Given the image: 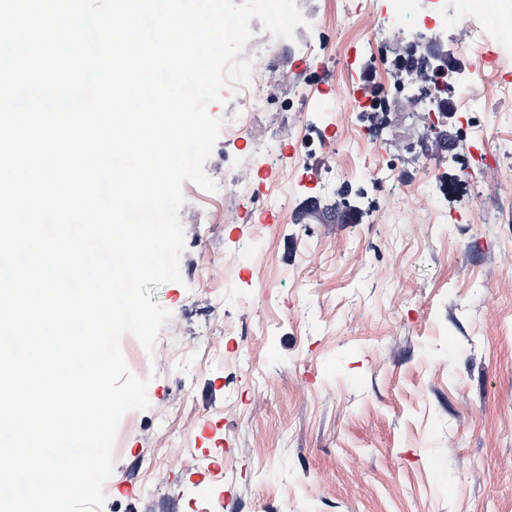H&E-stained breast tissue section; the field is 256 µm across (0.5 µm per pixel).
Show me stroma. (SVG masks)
Segmentation results:
<instances>
[{
    "label": "stroma",
    "instance_id": "35a3bbf8",
    "mask_svg": "<svg viewBox=\"0 0 512 512\" xmlns=\"http://www.w3.org/2000/svg\"><path fill=\"white\" fill-rule=\"evenodd\" d=\"M298 3L318 15L309 41L342 37L336 0ZM250 28L300 95L271 93L246 139H218L205 164L216 186L225 166L252 171L224 215L211 191L182 186L181 279L151 295L171 314L170 345L121 340L149 406L120 421L103 512H194L218 495L220 512H512V127L466 134L452 118L403 153L412 113L377 139L343 116L341 137L395 160L397 179L323 190L336 157H310L304 123L321 121L326 91L349 89L351 65L291 64L287 40ZM269 127L286 136L259 171ZM427 164L479 182L444 224L416 193ZM279 189L288 212L255 239ZM341 210L356 223H338ZM215 344L224 362L210 360ZM147 455L160 459L150 476ZM213 464L227 476L211 478Z\"/></svg>",
    "mask_w": 512,
    "mask_h": 512
}]
</instances>
